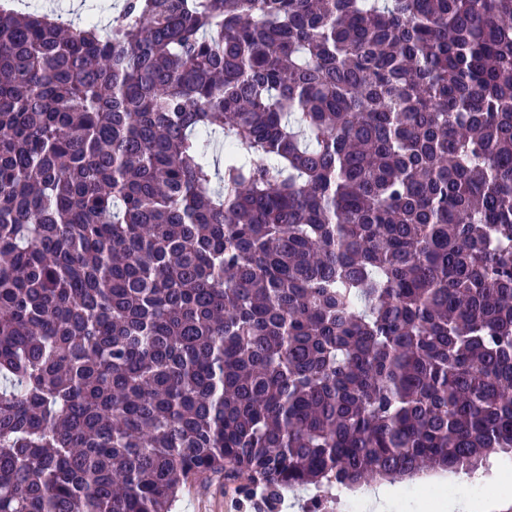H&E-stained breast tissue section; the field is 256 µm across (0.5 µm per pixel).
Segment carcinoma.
I'll list each match as a JSON object with an SVG mask.
<instances>
[{"mask_svg": "<svg viewBox=\"0 0 512 512\" xmlns=\"http://www.w3.org/2000/svg\"><path fill=\"white\" fill-rule=\"evenodd\" d=\"M501 453L512 0L0 5V512ZM112 1V7L110 2ZM122 0H19L16 10L19 12L42 11L62 15L71 19L75 14L86 18L93 17L97 21L105 20L108 14L114 13L121 7ZM111 14V13H110ZM109 14V15H110Z\"/></svg>", "mask_w": 512, "mask_h": 512, "instance_id": "1", "label": "carcinoma"}]
</instances>
